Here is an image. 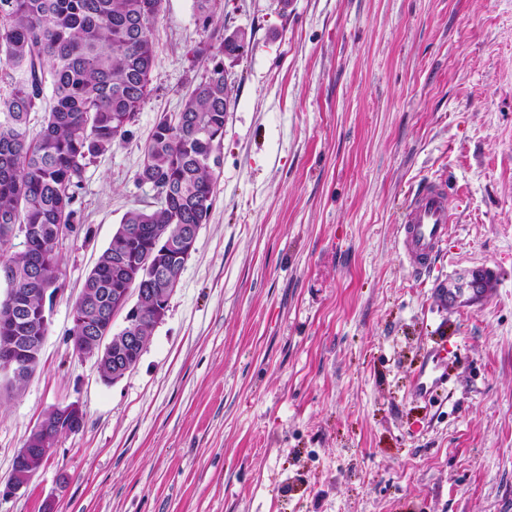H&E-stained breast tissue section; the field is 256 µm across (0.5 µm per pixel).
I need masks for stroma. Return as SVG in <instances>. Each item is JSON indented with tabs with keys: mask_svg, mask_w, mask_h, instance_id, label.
Listing matches in <instances>:
<instances>
[{
	"mask_svg": "<svg viewBox=\"0 0 512 512\" xmlns=\"http://www.w3.org/2000/svg\"><path fill=\"white\" fill-rule=\"evenodd\" d=\"M224 27L246 47L212 209L137 365L104 381L72 352L74 304L155 205L144 145ZM155 49L130 135L85 170L40 367L0 389V480L46 411L86 424L0 512H512V0H221L208 27L165 0ZM431 177L457 222L421 276L399 227ZM476 265L490 298L449 302ZM445 375L439 351H430L415 375V392L423 397L429 396L446 381Z\"/></svg>",
	"mask_w": 512,
	"mask_h": 512,
	"instance_id": "1",
	"label": "stroma"
}]
</instances>
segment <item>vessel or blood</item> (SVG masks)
<instances>
[{
    "mask_svg": "<svg viewBox=\"0 0 512 512\" xmlns=\"http://www.w3.org/2000/svg\"><path fill=\"white\" fill-rule=\"evenodd\" d=\"M449 184L443 179H424L405 204L400 248L415 271H428L448 240L454 214L449 204ZM446 370L439 351H430L415 376V391L429 396L445 381Z\"/></svg>",
    "mask_w": 512,
    "mask_h": 512,
    "instance_id": "vessel-or-blood-1",
    "label": "vessel or blood"
}]
</instances>
